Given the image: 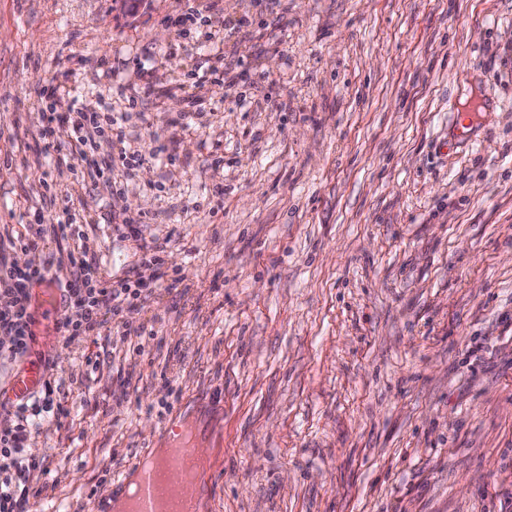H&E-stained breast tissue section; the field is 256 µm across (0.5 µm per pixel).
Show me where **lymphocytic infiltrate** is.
I'll return each mask as SVG.
<instances>
[{"mask_svg":"<svg viewBox=\"0 0 512 512\" xmlns=\"http://www.w3.org/2000/svg\"><path fill=\"white\" fill-rule=\"evenodd\" d=\"M52 93L56 105L66 114L67 126L60 131L51 126L44 128L45 155L60 154L67 140L82 148L95 145L97 139L104 137L99 112L105 109V102L89 105L74 86L56 85ZM8 249V244L0 241V355L16 356L26 351L32 334L30 287L44 281L52 266L47 263L20 270L10 263ZM66 257L75 270V278L66 287V309L55 324L57 336L65 340L98 332L104 315L118 316L131 307L127 289L112 287L85 253L71 249ZM53 393L51 384H44L41 397L19 400L14 411L0 422V512H27L30 501L42 493L41 487L29 480L31 472L40 470L41 464L24 457L23 450L41 415L50 413L60 420L68 417V409L54 399Z\"/></svg>","mask_w":512,"mask_h":512,"instance_id":"f902f5d3","label":"lymphocytic infiltrate"}]
</instances>
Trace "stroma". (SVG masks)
<instances>
[{"mask_svg":"<svg viewBox=\"0 0 512 512\" xmlns=\"http://www.w3.org/2000/svg\"><path fill=\"white\" fill-rule=\"evenodd\" d=\"M65 75L142 164L50 165ZM71 223L141 294L64 344L34 294L0 357L70 410L26 450L42 503L192 417L201 512H512V0H0V238Z\"/></svg>","mask_w":512,"mask_h":512,"instance_id":"obj_1","label":"stroma"}]
</instances>
